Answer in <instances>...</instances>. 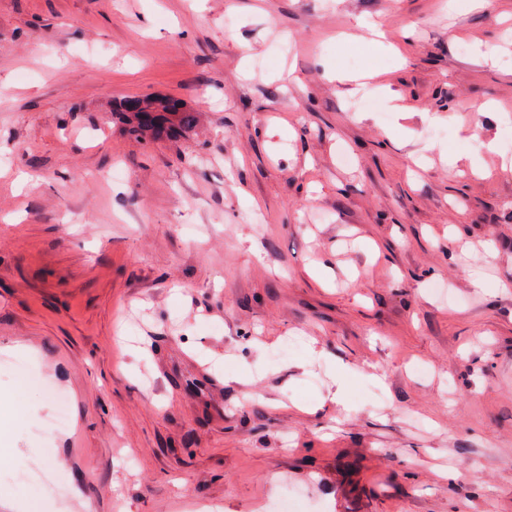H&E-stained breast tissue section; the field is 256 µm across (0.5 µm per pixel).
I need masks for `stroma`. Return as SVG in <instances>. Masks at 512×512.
<instances>
[{
    "label": "stroma",
    "instance_id": "stroma-1",
    "mask_svg": "<svg viewBox=\"0 0 512 512\" xmlns=\"http://www.w3.org/2000/svg\"><path fill=\"white\" fill-rule=\"evenodd\" d=\"M509 158L512 0H0V512H512ZM149 102L153 106L151 112L136 103H133L132 111L127 112L122 101L112 115L127 126L129 133L154 140L168 139L180 132H187L197 121L196 112L186 108L180 100L150 97Z\"/></svg>",
    "mask_w": 512,
    "mask_h": 512
}]
</instances>
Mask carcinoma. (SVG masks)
I'll return each mask as SVG.
<instances>
[{
	"instance_id": "carcinoma-1",
	"label": "carcinoma",
	"mask_w": 512,
	"mask_h": 512,
	"mask_svg": "<svg viewBox=\"0 0 512 512\" xmlns=\"http://www.w3.org/2000/svg\"><path fill=\"white\" fill-rule=\"evenodd\" d=\"M149 112H129L124 103L117 105L113 115L128 128L129 133L154 140L171 138L193 128L196 113L174 98L152 97Z\"/></svg>"
}]
</instances>
